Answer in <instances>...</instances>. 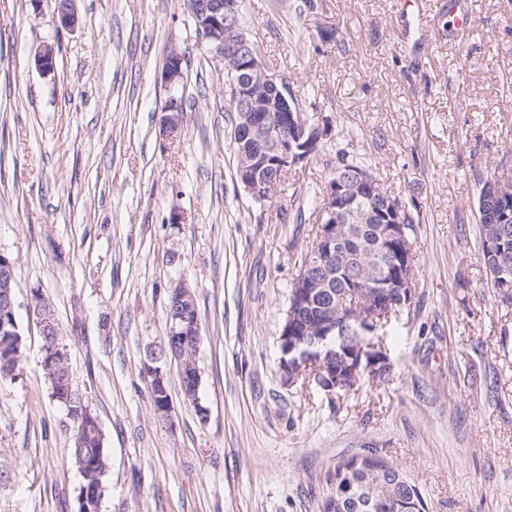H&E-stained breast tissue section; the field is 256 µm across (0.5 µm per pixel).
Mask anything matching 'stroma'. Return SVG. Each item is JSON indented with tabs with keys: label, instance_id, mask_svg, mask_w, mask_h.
I'll use <instances>...</instances> for the list:
<instances>
[{
	"label": "stroma",
	"instance_id": "stroma-1",
	"mask_svg": "<svg viewBox=\"0 0 512 512\" xmlns=\"http://www.w3.org/2000/svg\"><path fill=\"white\" fill-rule=\"evenodd\" d=\"M245 0L272 73L365 154L415 219V294L391 317L384 380L285 385L279 333L318 213L322 158L259 202L236 174L224 75L186 0H0V253L14 262L22 368L0 381V512H76L73 423L42 370L32 291L55 309L74 389L110 448L101 512H321L337 464L374 448L428 512H512V310L479 260L478 175L512 180V0ZM433 34L420 41L422 17ZM55 46L53 73L35 54ZM183 78L168 85L172 50ZM181 99L167 136L164 106ZM193 291L197 401L146 369L168 295Z\"/></svg>",
	"mask_w": 512,
	"mask_h": 512
}]
</instances>
